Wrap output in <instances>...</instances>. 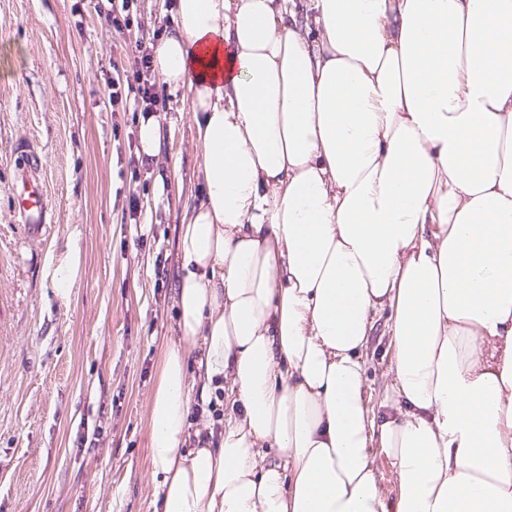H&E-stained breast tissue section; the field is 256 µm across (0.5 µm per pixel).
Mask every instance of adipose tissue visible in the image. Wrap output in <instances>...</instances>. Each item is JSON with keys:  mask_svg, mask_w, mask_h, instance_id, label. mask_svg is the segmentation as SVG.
Returning <instances> with one entry per match:
<instances>
[{"mask_svg": "<svg viewBox=\"0 0 512 512\" xmlns=\"http://www.w3.org/2000/svg\"><path fill=\"white\" fill-rule=\"evenodd\" d=\"M175 7L155 65L204 192L152 397L163 512H512V0ZM192 351L214 448L186 445ZM365 352L368 359L366 394L370 395L371 404L378 406L386 387L392 382L389 373L392 348L389 346V336L383 324H378L375 328Z\"/></svg>", "mask_w": 512, "mask_h": 512, "instance_id": "1", "label": "adipose tissue"}]
</instances>
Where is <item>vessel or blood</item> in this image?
<instances>
[{"mask_svg":"<svg viewBox=\"0 0 512 512\" xmlns=\"http://www.w3.org/2000/svg\"><path fill=\"white\" fill-rule=\"evenodd\" d=\"M19 156L22 164L15 183L17 215L25 237L37 238L46 229L48 218L43 186L37 175L42 166V157L31 145L22 147Z\"/></svg>","mask_w":512,"mask_h":512,"instance_id":"obj_1","label":"vessel or blood"}]
</instances>
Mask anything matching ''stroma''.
Segmentation results:
<instances>
[{
  "instance_id": "obj_1",
  "label": "stroma",
  "mask_w": 512,
  "mask_h": 512,
  "mask_svg": "<svg viewBox=\"0 0 512 512\" xmlns=\"http://www.w3.org/2000/svg\"><path fill=\"white\" fill-rule=\"evenodd\" d=\"M96 3L0 0V512H162L151 403L180 340V266L159 273L155 259L176 253L183 207L200 199V155L189 93L169 91L153 166L167 188L152 223H122L134 126L105 107L104 80L136 37ZM23 144L42 154L49 231L35 239L12 194ZM366 354L376 404L392 382L384 325Z\"/></svg>"
}]
</instances>
